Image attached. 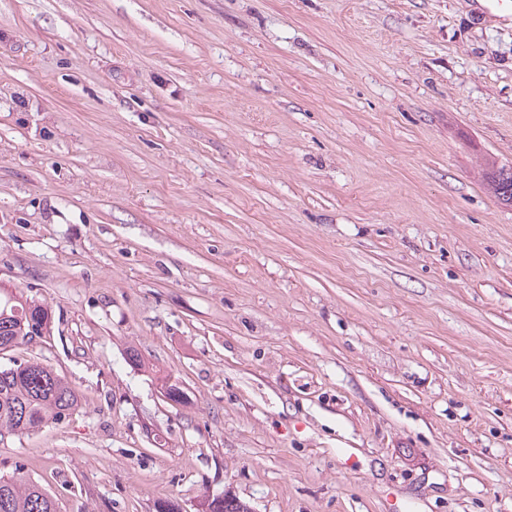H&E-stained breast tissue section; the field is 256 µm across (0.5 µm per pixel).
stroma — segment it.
Listing matches in <instances>:
<instances>
[{
  "instance_id": "35a3bbf8",
  "label": "stroma",
  "mask_w": 512,
  "mask_h": 512,
  "mask_svg": "<svg viewBox=\"0 0 512 512\" xmlns=\"http://www.w3.org/2000/svg\"><path fill=\"white\" fill-rule=\"evenodd\" d=\"M512 15L0 0V288L70 420L60 512H512ZM185 393L166 401L153 375ZM495 171L492 174L491 188L499 201L512 204V166L502 164L493 165ZM48 306L36 302L22 291L0 289V351L5 354L19 345H29L36 336L43 339L52 332ZM35 338V342L37 341ZM41 339V340H42ZM199 507L198 512H250L246 503L228 494L207 497Z\"/></svg>"
}]
</instances>
